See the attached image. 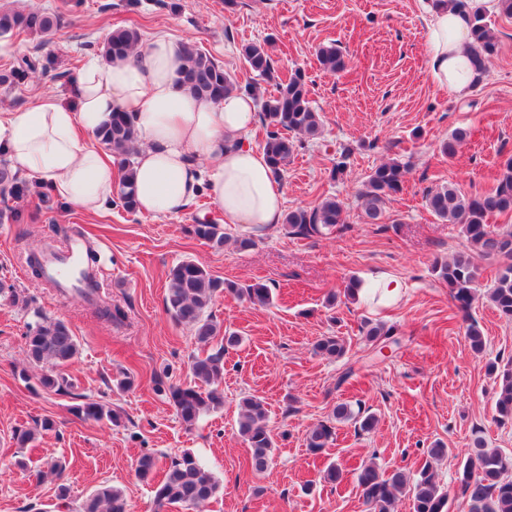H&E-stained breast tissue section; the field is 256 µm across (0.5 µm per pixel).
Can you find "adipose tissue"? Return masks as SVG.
Wrapping results in <instances>:
<instances>
[{"label": "adipose tissue", "mask_w": 512, "mask_h": 512, "mask_svg": "<svg viewBox=\"0 0 512 512\" xmlns=\"http://www.w3.org/2000/svg\"><path fill=\"white\" fill-rule=\"evenodd\" d=\"M501 0H468L464 11L429 7L425 17L428 70L437 86L466 95L479 75L466 44L469 15L500 13ZM178 41L159 35L137 59L88 58L73 80L74 105L49 97L0 115V156L65 203L98 212L117 181L110 155L89 143L113 113H127L142 143L133 177L138 210L154 216L183 211L207 187L225 223L262 230L281 223L284 195L265 154L245 140L257 121L252 96L231 91L216 102L198 98L180 81ZM405 292L389 274L371 276L357 297L388 308Z\"/></svg>", "instance_id": "obj_1"}]
</instances>
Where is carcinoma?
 <instances>
[{
    "instance_id": "carcinoma-1",
    "label": "carcinoma",
    "mask_w": 512,
    "mask_h": 512,
    "mask_svg": "<svg viewBox=\"0 0 512 512\" xmlns=\"http://www.w3.org/2000/svg\"><path fill=\"white\" fill-rule=\"evenodd\" d=\"M57 14L42 11H0V36L21 34L48 37L60 23ZM140 41L134 29L119 28L101 43L100 52L111 58L126 59ZM468 52L479 75L486 73V65L497 52V41L485 16L474 14L470 19V41ZM186 62L184 83L197 96L218 101L232 90L251 93L260 103L264 125L268 127L263 151L274 174L282 176L293 155L296 144L303 138L318 136L322 128V117L312 106L310 88L305 73L296 69L288 79L275 81L273 60L269 42H250L242 46L246 70L250 81L240 84L224 66L196 44H183ZM320 66L332 73L344 69L342 52L334 46L318 50ZM47 70V65L37 58L23 57L0 74V84H14L32 77L37 70ZM275 82V93L263 96L260 82ZM466 128L455 129L441 151L449 156L456 153L469 138ZM97 139L119 159L120 179L117 196L121 206L128 212L137 210L135 186L132 180L134 157L137 153V132L126 113H112L109 126L98 131ZM407 167L396 159H389L372 169L360 192L365 216L375 224L382 216L386 199L403 190ZM30 193L26 180L14 171L10 163L0 161V201L6 203ZM428 208L440 219L450 224H459L469 244V250L458 252L448 260L434 265L439 280L448 285L449 296L460 310H467L475 299L474 283L478 277V266L474 256L491 259L499 266L498 277L490 289L489 300L499 315L512 321V230L494 232L488 217L494 213L512 212V158L503 165L496 185L482 196L467 197L455 187L443 186L426 195ZM284 224L288 233L303 238L319 236L326 231L344 233L346 224L343 202L335 196H326L312 209H296L287 213ZM191 233L198 239L217 246L224 244L226 233L221 224L200 223L191 226ZM166 310L178 324L189 326L201 343H207L220 335V327L207 314V309L219 292H228L245 299L253 305L267 306L272 303V291L262 282L240 287L233 282L220 281L201 264L183 260L168 274ZM366 341L377 347L386 344L399 345L395 329L383 324L369 327ZM471 350L482 353L485 340L479 327L472 323L465 334ZM224 346L217 352L191 363L194 384L183 386L166 383L160 375L154 376L156 391L174 406L183 425L191 428L200 417L224 403V394L218 389L224 379V348L238 343V337L230 333L223 336ZM347 341L341 336H323L314 344V352L326 359L336 360L347 353ZM27 359L45 368L39 383L47 392H63L71 383L63 373V367L71 364L79 354V345L69 327L59 320H45L25 336ZM498 380L495 412L497 420L512 421V370L507 369L496 376ZM74 415L84 421L108 419L119 427L122 416L115 410L90 401L72 408ZM336 421H352L362 431H370L376 418L362 410L352 408L346 402L336 404L333 410ZM238 431L251 448V468L261 472L268 466L275 447L274 436L269 427L266 403L255 396H246L240 401ZM335 427L324 422L313 426L307 434L310 452H322L334 440ZM448 453V448L438 442L428 449L429 461L418 472L415 479L394 470L386 473L373 464L362 466L357 481L362 497L370 512H392L397 495L407 493L411 497L412 512H449L448 491L441 487L431 461ZM137 476L154 483V500L157 512L179 505L194 508L216 497L221 489L218 478L189 449L182 450L164 465L153 453L143 454L137 461ZM457 483L462 496L470 502L469 512H512V453L500 448H490L486 440L476 435L472 439L470 457L458 470ZM79 512H128L122 491L108 484L99 485L79 506Z\"/></svg>"
}]
</instances>
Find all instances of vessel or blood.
<instances>
[{"label":"vessel or blood","instance_id":"1","mask_svg":"<svg viewBox=\"0 0 512 512\" xmlns=\"http://www.w3.org/2000/svg\"><path fill=\"white\" fill-rule=\"evenodd\" d=\"M43 273L55 288L63 291L79 290L85 303L94 305L100 282L97 276L87 270L83 238H72L63 250L45 255Z\"/></svg>","mask_w":512,"mask_h":512}]
</instances>
